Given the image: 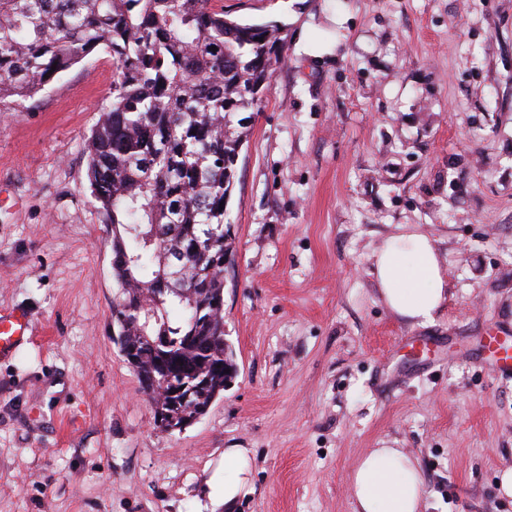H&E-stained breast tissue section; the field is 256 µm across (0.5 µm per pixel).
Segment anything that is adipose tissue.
I'll list each match as a JSON object with an SVG mask.
<instances>
[{"mask_svg":"<svg viewBox=\"0 0 512 512\" xmlns=\"http://www.w3.org/2000/svg\"><path fill=\"white\" fill-rule=\"evenodd\" d=\"M372 274L388 309L411 325L434 324L448 299V283L432 240L421 233L389 235L373 252ZM250 452L224 451V486L209 498L220 512H233L251 493ZM357 512H421L422 477L415 462L397 448H375L353 475Z\"/></svg>","mask_w":512,"mask_h":512,"instance_id":"ef3b65f1","label":"adipose tissue"}]
</instances>
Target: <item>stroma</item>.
I'll list each match as a JSON object with an SVG mask.
<instances>
[{"mask_svg": "<svg viewBox=\"0 0 512 512\" xmlns=\"http://www.w3.org/2000/svg\"><path fill=\"white\" fill-rule=\"evenodd\" d=\"M281 28L236 164L224 337L237 373L165 433L112 341V251L84 145L112 90L85 58L0 112V512H209L245 448L235 512H355L374 448L417 461L425 512H512V0H214ZM448 279L433 325L382 303L371 255L399 225ZM33 321L29 313L13 309L0 312V357L12 355L32 336ZM250 452L245 448H228L224 451V488H212L209 498L216 509L209 512L232 511L238 500L251 493L250 486ZM226 510V511H225Z\"/></svg>", "mask_w": 512, "mask_h": 512, "instance_id": "35a3bbf8", "label": "stroma"}]
</instances>
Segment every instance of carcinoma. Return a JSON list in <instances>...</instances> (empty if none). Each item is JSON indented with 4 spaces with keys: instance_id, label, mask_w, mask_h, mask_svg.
Listing matches in <instances>:
<instances>
[{
    "instance_id": "cac0c4a2",
    "label": "carcinoma",
    "mask_w": 512,
    "mask_h": 512,
    "mask_svg": "<svg viewBox=\"0 0 512 512\" xmlns=\"http://www.w3.org/2000/svg\"><path fill=\"white\" fill-rule=\"evenodd\" d=\"M278 28L240 23L212 0H0V112L104 49L112 95L86 143L87 178L112 226L114 334L154 370V410L193 418L236 373L224 338L233 255L228 199L249 135L243 112L277 65ZM217 50H212V47Z\"/></svg>"
}]
</instances>
